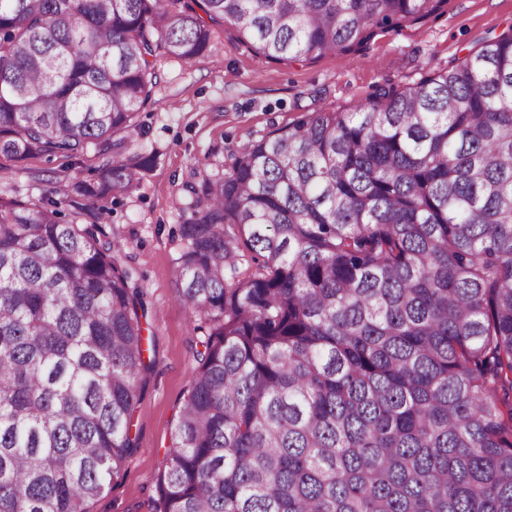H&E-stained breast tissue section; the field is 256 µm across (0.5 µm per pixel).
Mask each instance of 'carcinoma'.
I'll return each mask as SVG.
<instances>
[{"mask_svg": "<svg viewBox=\"0 0 512 512\" xmlns=\"http://www.w3.org/2000/svg\"><path fill=\"white\" fill-rule=\"evenodd\" d=\"M444 2L0 0V154L112 152L81 228L0 201V512H87L136 447L146 302L102 221L155 162L125 151L156 51L220 24L314 61ZM184 190L202 336L160 512H512V27Z\"/></svg>", "mask_w": 512, "mask_h": 512, "instance_id": "carcinoma-1", "label": "carcinoma"}]
</instances>
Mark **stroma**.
I'll return each instance as SVG.
<instances>
[{
  "label": "stroma",
  "instance_id": "stroma-1",
  "mask_svg": "<svg viewBox=\"0 0 512 512\" xmlns=\"http://www.w3.org/2000/svg\"><path fill=\"white\" fill-rule=\"evenodd\" d=\"M511 26L512 0H447L421 24L377 31L359 50L313 62L268 60L220 25L213 28L208 50L195 60L156 54L155 101L140 112L128 151L155 152L157 163L113 199L102 224L131 283L145 293L153 367L133 413L136 446L112 489L90 503L89 512H157L159 507L164 456L195 369L196 334L179 301L183 184L222 175L248 142L288 128L310 112L352 107L380 84L413 85L427 70L447 66L483 37ZM105 161L93 152L81 160L23 162L0 155V198L36 201L60 180L93 179Z\"/></svg>",
  "mask_w": 512,
  "mask_h": 512
}]
</instances>
